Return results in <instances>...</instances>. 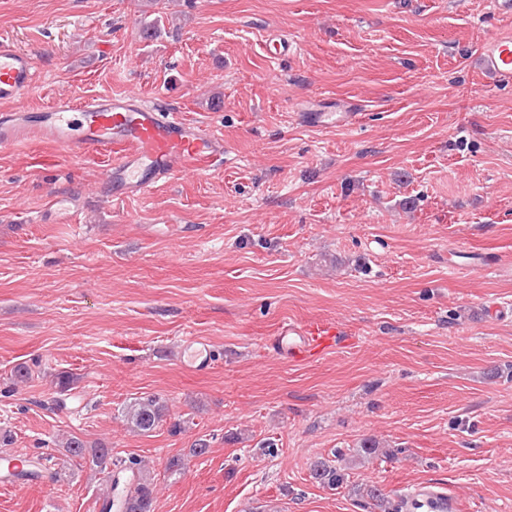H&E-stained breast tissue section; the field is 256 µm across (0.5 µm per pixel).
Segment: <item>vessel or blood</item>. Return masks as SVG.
I'll list each match as a JSON object with an SVG mask.
<instances>
[{
    "mask_svg": "<svg viewBox=\"0 0 512 512\" xmlns=\"http://www.w3.org/2000/svg\"><path fill=\"white\" fill-rule=\"evenodd\" d=\"M480 58L488 75L512 81V35L485 43ZM34 87L31 56L1 40L0 99L14 108L0 114V148L48 141L69 155L104 163L118 195L146 192L185 168L209 170L224 154L223 140L210 129L161 112L138 93L64 99L34 111L25 104ZM337 342L335 326L313 322L288 327L274 344L290 362L303 363L334 349ZM42 477L41 461L12 462L0 468V488H17ZM415 501L432 512H459L453 493L427 486L420 488Z\"/></svg>",
    "mask_w": 512,
    "mask_h": 512,
    "instance_id": "1",
    "label": "vessel or blood"
}]
</instances>
